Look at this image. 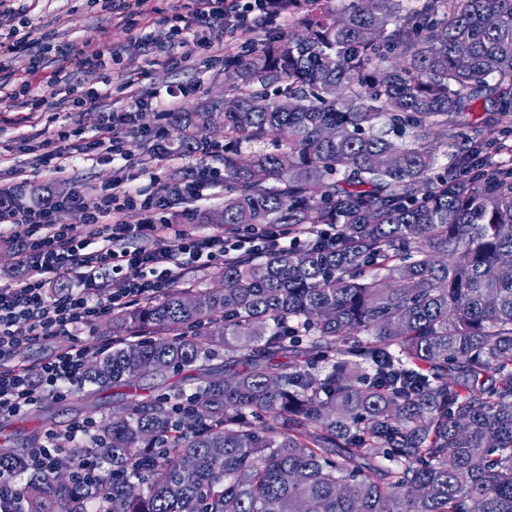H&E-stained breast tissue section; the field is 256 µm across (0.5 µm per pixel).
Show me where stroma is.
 <instances>
[{
    "mask_svg": "<svg viewBox=\"0 0 512 512\" xmlns=\"http://www.w3.org/2000/svg\"><path fill=\"white\" fill-rule=\"evenodd\" d=\"M172 0H150L146 14L134 21H125L113 14L109 0H5L0 6V33L19 30L31 42L50 43L56 55L73 73L82 68L78 56L68 54L70 44L103 43L122 51L129 65L148 66L149 73L140 83L146 91L165 94L173 87L184 95L180 105L190 108L200 99L223 95V62L206 63L188 57L186 49L175 48L171 63L149 65V48L144 34L154 31L157 21L167 15ZM10 110L11 123L0 126V184H10L26 190L27 204H35L34 189H51L58 198L88 197L94 188L111 184L115 179L137 177L142 167L153 165L149 151L154 139L151 130L159 123L156 108L140 112L137 125L124 134L125 148L132 163L119 168L110 159L79 163L67 177L55 178L34 167V156L24 148L25 138L39 134L50 136L54 129L47 115H29L24 109H8L0 101V111ZM123 389L98 390L85 383L63 398L42 397L28 414L20 418L0 419V448L26 447L30 438L43 436L46 431L61 432L75 422L92 418L97 422L111 420L122 399Z\"/></svg>",
    "mask_w": 512,
    "mask_h": 512,
    "instance_id": "1",
    "label": "stroma"
}]
</instances>
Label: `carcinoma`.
Here are the masks:
<instances>
[{
    "label": "carcinoma",
    "instance_id": "obj_1",
    "mask_svg": "<svg viewBox=\"0 0 512 512\" xmlns=\"http://www.w3.org/2000/svg\"><path fill=\"white\" fill-rule=\"evenodd\" d=\"M288 18L304 38L235 60L237 110L203 102L208 129L170 113L157 152L206 157L223 134L224 207L202 220L304 244L113 313L83 381L127 388L121 416L71 449L112 476L32 471L21 512H512V168L480 160L512 117V0H293ZM144 363L204 376L143 400ZM26 455L0 448V472Z\"/></svg>",
    "mask_w": 512,
    "mask_h": 512
}]
</instances>
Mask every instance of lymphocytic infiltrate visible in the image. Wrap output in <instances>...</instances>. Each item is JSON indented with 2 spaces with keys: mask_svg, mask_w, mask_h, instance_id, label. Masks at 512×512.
<instances>
[{
  "mask_svg": "<svg viewBox=\"0 0 512 512\" xmlns=\"http://www.w3.org/2000/svg\"><path fill=\"white\" fill-rule=\"evenodd\" d=\"M288 0H175L171 16L158 21L150 33L158 57H170L176 45L192 44L194 53L213 55L214 42H188L192 29H217L237 43L287 18ZM52 97L41 99L47 111H79L101 101L98 93L79 94L64 68L50 77ZM153 97L135 95L123 110L106 108L96 135L80 137L71 124H59L52 140L40 141V161L49 173L61 175L78 162L100 155L127 161L122 129L135 126ZM148 181L131 185L118 180L96 190L89 199L48 201L0 212V225L21 228L15 236L16 257L23 275L0 286V418L26 414L43 396L66 397L82 377L88 353L97 348L79 329L102 316L139 305L172 288L194 268L223 263L225 256L244 250L263 255L271 246H288V235L268 226L247 236L225 235L223 227L205 235L173 223L169 211L175 200L199 202L208 190L223 185L224 172L201 167L169 194L156 172ZM126 209L140 210L144 222L132 227L119 223ZM78 213L83 236H75L67 221ZM69 279L75 287L64 295L47 296V284ZM67 338L68 343L42 361L37 373L16 363L18 350L39 340Z\"/></svg>",
  "mask_w": 512,
  "mask_h": 512,
  "instance_id": "f902f5d3",
  "label": "lymphocytic infiltrate"
}]
</instances>
